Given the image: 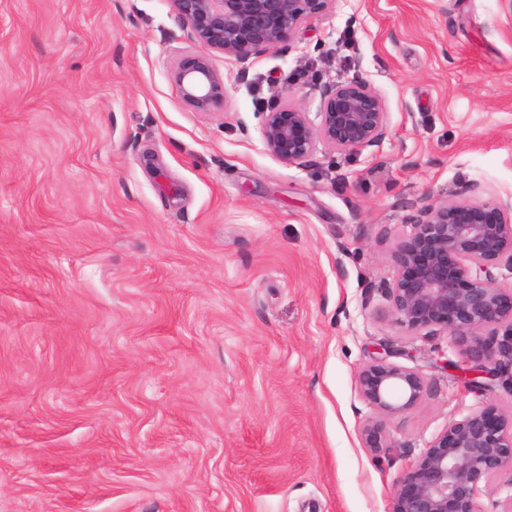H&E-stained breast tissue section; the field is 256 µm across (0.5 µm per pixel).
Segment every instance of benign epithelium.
<instances>
[{"label": "benign epithelium", "instance_id": "7a95c632", "mask_svg": "<svg viewBox=\"0 0 512 512\" xmlns=\"http://www.w3.org/2000/svg\"><path fill=\"white\" fill-rule=\"evenodd\" d=\"M193 41L204 51L176 61L171 79L193 111L210 113L224 103V74L213 57L247 62L283 50L296 31L335 0H168ZM262 113L265 150L298 165L321 150L358 155L384 139L388 112L382 97L358 78L333 83L311 114L288 88ZM479 186L450 188L427 198L390 252L395 269L385 285L387 316L408 336L449 337L461 360L447 361L476 394L499 385L512 392V201L470 199ZM376 357L357 374L358 389L376 417L364 429L370 448H391L387 421L428 395L429 381L393 358ZM511 494L493 503L512 512V409L493 403L448 420L418 462L401 478L389 512H487L494 484Z\"/></svg>", "mask_w": 512, "mask_h": 512}]
</instances>
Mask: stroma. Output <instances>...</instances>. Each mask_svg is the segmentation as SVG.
<instances>
[{
	"instance_id": "1",
	"label": "stroma",
	"mask_w": 512,
	"mask_h": 512,
	"mask_svg": "<svg viewBox=\"0 0 512 512\" xmlns=\"http://www.w3.org/2000/svg\"><path fill=\"white\" fill-rule=\"evenodd\" d=\"M167 0H0V512H388L450 418L512 394L441 369L379 287L424 197H512V0H335L224 62L223 110ZM356 77L388 130L300 165L263 147L290 86ZM431 382L373 451L376 352Z\"/></svg>"
}]
</instances>
